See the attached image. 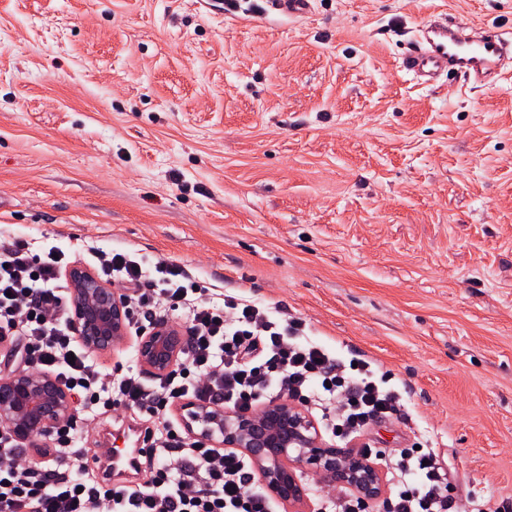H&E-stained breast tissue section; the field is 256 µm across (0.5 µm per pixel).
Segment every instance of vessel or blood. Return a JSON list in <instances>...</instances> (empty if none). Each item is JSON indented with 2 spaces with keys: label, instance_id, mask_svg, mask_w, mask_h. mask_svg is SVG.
Here are the masks:
<instances>
[{
  "label": "vessel or blood",
  "instance_id": "1",
  "mask_svg": "<svg viewBox=\"0 0 512 512\" xmlns=\"http://www.w3.org/2000/svg\"><path fill=\"white\" fill-rule=\"evenodd\" d=\"M265 3L270 11L292 17L306 15L311 9V0H265ZM511 54L512 45L497 32L474 31L454 20L441 23L430 18L404 54L401 67L425 85L436 83L442 75L456 73L491 86ZM126 438L130 443L127 453H116L101 461L97 475H104L109 468L129 471L149 451V440L141 432L129 430Z\"/></svg>",
  "mask_w": 512,
  "mask_h": 512
}]
</instances>
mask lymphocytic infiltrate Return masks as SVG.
Listing matches in <instances>:
<instances>
[{
  "instance_id": "lymphocytic-infiltrate-1",
  "label": "lymphocytic infiltrate",
  "mask_w": 512,
  "mask_h": 512,
  "mask_svg": "<svg viewBox=\"0 0 512 512\" xmlns=\"http://www.w3.org/2000/svg\"><path fill=\"white\" fill-rule=\"evenodd\" d=\"M58 266L54 254L0 242V342L12 344L16 360L31 370L83 396L87 409L130 408L157 422L150 476L98 480L74 421L52 432L54 445L39 461L1 427L0 512H276L247 455L189 439L172 406L192 399L248 412L294 399L344 442L397 410L401 394L386 376L363 359L346 368L308 338L301 320L276 318L270 308L232 295L216 302L207 287L182 283L177 265L160 261L150 273L129 255L106 251L97 254L95 269L132 290L130 334L161 311L178 309L188 336L176 368L154 383L130 368L104 377L76 339L72 297L57 282ZM392 470L384 512H450V483L432 449L399 450Z\"/></svg>"
}]
</instances>
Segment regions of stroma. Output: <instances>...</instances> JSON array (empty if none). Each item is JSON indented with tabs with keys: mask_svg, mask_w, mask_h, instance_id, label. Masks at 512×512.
Wrapping results in <instances>:
<instances>
[{
	"mask_svg": "<svg viewBox=\"0 0 512 512\" xmlns=\"http://www.w3.org/2000/svg\"><path fill=\"white\" fill-rule=\"evenodd\" d=\"M443 13L512 33V0H0V238L302 319L402 393L353 448L386 475L428 445L456 512H512V62L417 84L399 56ZM269 10L292 17L306 15L311 10L310 0H265Z\"/></svg>",
	"mask_w": 512,
	"mask_h": 512,
	"instance_id": "obj_1",
	"label": "stroma"
}]
</instances>
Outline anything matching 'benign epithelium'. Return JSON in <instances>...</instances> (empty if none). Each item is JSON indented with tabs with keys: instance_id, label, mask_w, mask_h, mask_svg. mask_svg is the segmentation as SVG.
I'll return each mask as SVG.
<instances>
[{
	"instance_id": "7a95c632",
	"label": "benign epithelium",
	"mask_w": 512,
	"mask_h": 512,
	"mask_svg": "<svg viewBox=\"0 0 512 512\" xmlns=\"http://www.w3.org/2000/svg\"><path fill=\"white\" fill-rule=\"evenodd\" d=\"M68 278L74 302L73 328L90 353L113 352L129 340L127 302L88 269L75 266ZM186 336L168 323H155L137 340L140 365L156 376L170 372ZM76 418L71 393L52 375L16 371L0 379V424L20 445L45 436ZM185 427L214 448H234L251 460L268 494L284 505L301 508L306 489L296 473L302 466L371 501L382 495V478L369 456L324 442L314 421L287 400L248 413L217 405L187 402Z\"/></svg>"
}]
</instances>
